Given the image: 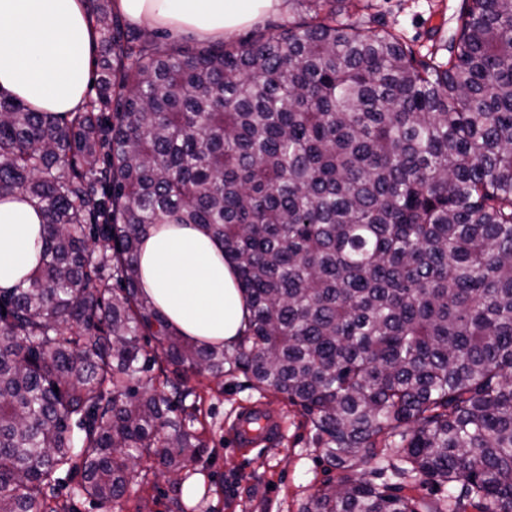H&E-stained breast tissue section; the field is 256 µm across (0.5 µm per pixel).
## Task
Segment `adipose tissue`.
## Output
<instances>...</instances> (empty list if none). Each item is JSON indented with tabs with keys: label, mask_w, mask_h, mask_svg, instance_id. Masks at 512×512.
<instances>
[{
	"label": "adipose tissue",
	"mask_w": 512,
	"mask_h": 512,
	"mask_svg": "<svg viewBox=\"0 0 512 512\" xmlns=\"http://www.w3.org/2000/svg\"><path fill=\"white\" fill-rule=\"evenodd\" d=\"M284 0H115L132 21L215 41ZM95 29L82 0H0V91L40 112L67 114L85 101ZM43 217L22 194L0 197V289L39 263ZM141 288L183 334L233 344L245 296L222 246L197 224H155L140 255Z\"/></svg>",
	"instance_id": "1"
}]
</instances>
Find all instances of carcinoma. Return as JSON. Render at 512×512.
I'll return each mask as SVG.
<instances>
[{"label": "carcinoma", "instance_id": "carcinoma-1", "mask_svg": "<svg viewBox=\"0 0 512 512\" xmlns=\"http://www.w3.org/2000/svg\"><path fill=\"white\" fill-rule=\"evenodd\" d=\"M89 2L96 97L60 116L0 93V195L44 214L41 264L0 293V512H72L63 472L104 512L157 467L181 492L204 446L189 371L309 416L341 476L302 512H512V0H466L445 61L342 0L198 50ZM153 224L222 245L233 345L140 293ZM159 356L176 378L141 382ZM363 458L448 493L362 481Z\"/></svg>", "mask_w": 512, "mask_h": 512}]
</instances>
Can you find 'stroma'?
<instances>
[{"label": "stroma", "instance_id": "1", "mask_svg": "<svg viewBox=\"0 0 512 512\" xmlns=\"http://www.w3.org/2000/svg\"><path fill=\"white\" fill-rule=\"evenodd\" d=\"M369 6L376 27L395 30L416 52L447 49L457 31L465 0H343L342 18L353 19ZM191 394L183 416L200 433L205 446L194 465L200 492L195 512H301L310 494L339 472L321 458L314 432L286 396L259 390L244 376L214 379L189 376ZM253 405L276 413L280 439L254 449L237 447L232 436L234 415ZM172 474L158 473L144 487L129 486L126 512H177L171 492Z\"/></svg>", "mask_w": 512, "mask_h": 512}]
</instances>
